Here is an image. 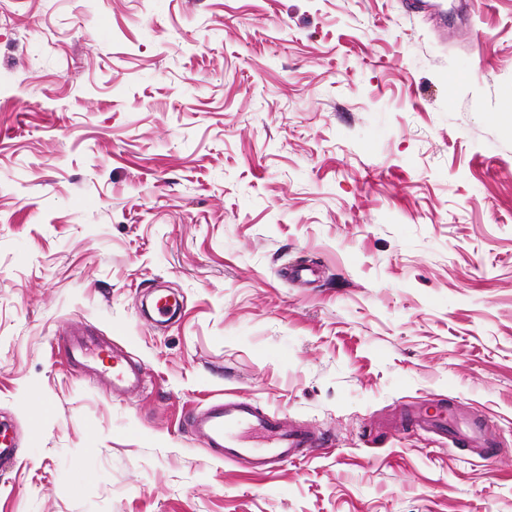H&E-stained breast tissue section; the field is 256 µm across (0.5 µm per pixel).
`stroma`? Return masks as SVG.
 <instances>
[{
    "label": "stroma",
    "mask_w": 512,
    "mask_h": 512,
    "mask_svg": "<svg viewBox=\"0 0 512 512\" xmlns=\"http://www.w3.org/2000/svg\"><path fill=\"white\" fill-rule=\"evenodd\" d=\"M222 399L326 446L218 459ZM4 418L0 512H512V0H0ZM67 338L70 356L93 362L100 381L112 391V395H127L140 390V369L121 350L103 346L92 348L84 339L75 336ZM405 421L417 429L447 438L451 434L452 441L463 445L469 453L482 458L492 454L496 442L489 423L481 417H475L463 424L454 427L448 420V410L440 407L438 411L430 414L427 410H409L405 414Z\"/></svg>",
    "instance_id": "35a3bbf8"
}]
</instances>
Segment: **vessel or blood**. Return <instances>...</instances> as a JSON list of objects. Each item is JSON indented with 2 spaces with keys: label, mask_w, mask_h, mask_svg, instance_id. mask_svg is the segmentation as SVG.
I'll return each instance as SVG.
<instances>
[{
  "label": "vessel or blood",
  "mask_w": 512,
  "mask_h": 512,
  "mask_svg": "<svg viewBox=\"0 0 512 512\" xmlns=\"http://www.w3.org/2000/svg\"><path fill=\"white\" fill-rule=\"evenodd\" d=\"M72 358L93 362L100 381L113 395H127L140 390L142 376L124 353L110 347H91L84 339H68ZM405 420L417 429L440 436H451L468 452L484 457L495 445L487 421L475 417L455 426L448 419L447 409L429 413L420 409L407 411ZM191 431L226 461L253 471H269L297 456H308L320 439L304 426L264 412L253 404L237 400L218 402L194 414Z\"/></svg>",
  "instance_id": "obj_1"
}]
</instances>
